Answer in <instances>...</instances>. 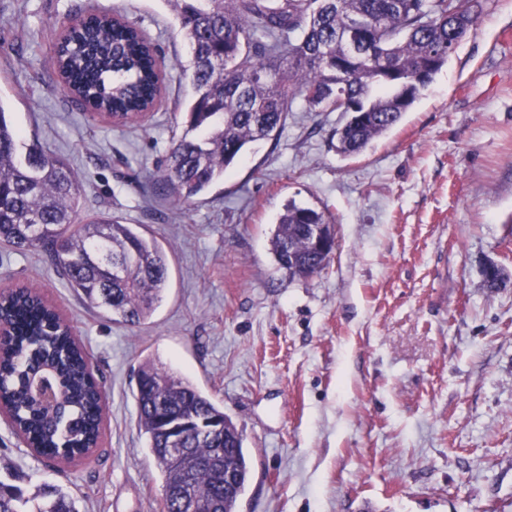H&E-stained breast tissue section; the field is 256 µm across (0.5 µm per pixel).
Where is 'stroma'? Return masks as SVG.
I'll use <instances>...</instances> for the list:
<instances>
[{
  "label": "stroma",
  "instance_id": "1",
  "mask_svg": "<svg viewBox=\"0 0 512 512\" xmlns=\"http://www.w3.org/2000/svg\"><path fill=\"white\" fill-rule=\"evenodd\" d=\"M140 26L163 86L140 125L91 120L53 47L90 7ZM477 24L402 121L356 156L338 113L294 112L223 183L183 206L159 167L181 135L188 50L167 0H0V105L25 142L66 159L83 212L144 225L169 288L130 329L87 310L48 250L0 245V288L38 287L105 390L101 442L35 455L0 417V478L76 493L81 512H160L133 389L146 360L188 375L244 435L238 512H512V0ZM329 213L330 264L288 279L270 251L288 203ZM507 280L486 288L488 264Z\"/></svg>",
  "mask_w": 512,
  "mask_h": 512
}]
</instances>
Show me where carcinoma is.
I'll return each mask as SVG.
<instances>
[{"mask_svg":"<svg viewBox=\"0 0 512 512\" xmlns=\"http://www.w3.org/2000/svg\"><path fill=\"white\" fill-rule=\"evenodd\" d=\"M189 48L192 98L172 142L162 185L188 204L224 181L259 140H277L290 113L339 112L336 150L362 153L402 119L477 22L478 0H172ZM53 66L66 92L112 123L138 122L160 92L162 72L136 24L97 9L70 25ZM81 182L62 159L24 142L0 106V242L49 249L90 308L131 329L148 321L168 289L169 258L139 224L88 213L78 231ZM336 239L324 210L291 202L270 238L290 279L319 274L332 250L314 249L308 225ZM12 332L0 351V402L25 405L16 422L36 454L76 455L98 446L103 392L71 328L36 292L0 291ZM134 397L147 451L162 475V512H237L250 477L233 420L187 376L152 361ZM236 471L224 486L216 462ZM0 512H79L61 486L32 497L0 481Z\"/></svg>","mask_w":512,"mask_h":512,"instance_id":"carcinoma-1","label":"carcinoma"}]
</instances>
